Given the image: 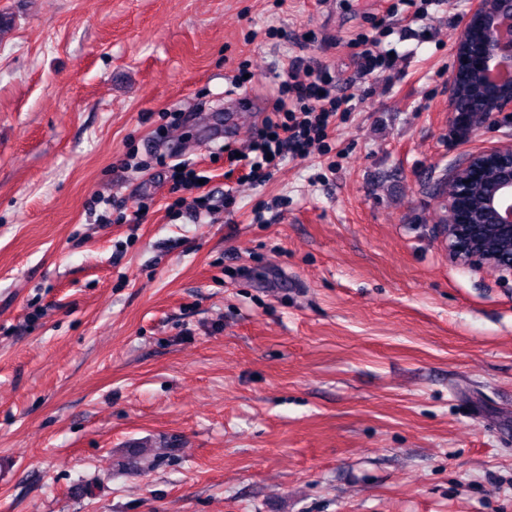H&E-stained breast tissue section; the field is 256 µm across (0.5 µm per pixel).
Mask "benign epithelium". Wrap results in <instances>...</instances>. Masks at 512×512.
Here are the masks:
<instances>
[{
    "instance_id": "7a95c632",
    "label": "benign epithelium",
    "mask_w": 512,
    "mask_h": 512,
    "mask_svg": "<svg viewBox=\"0 0 512 512\" xmlns=\"http://www.w3.org/2000/svg\"><path fill=\"white\" fill-rule=\"evenodd\" d=\"M452 97L465 131L512 121V0H472L457 37ZM470 97L480 107L466 114L460 101ZM447 182L448 256L512 278V141L470 154Z\"/></svg>"
}]
</instances>
